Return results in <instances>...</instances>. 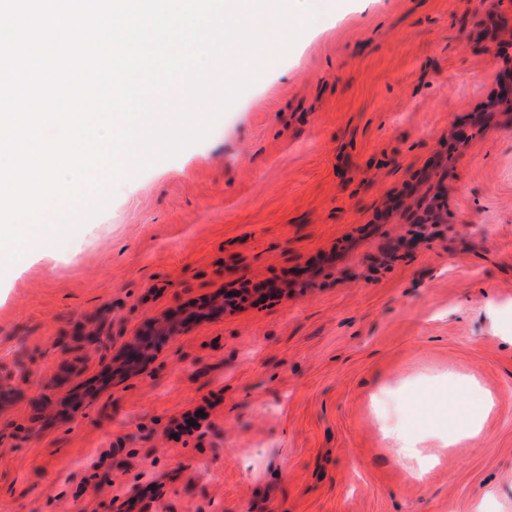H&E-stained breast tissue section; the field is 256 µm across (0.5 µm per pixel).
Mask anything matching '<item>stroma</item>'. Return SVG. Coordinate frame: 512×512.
<instances>
[{"instance_id":"1","label":"stroma","mask_w":512,"mask_h":512,"mask_svg":"<svg viewBox=\"0 0 512 512\" xmlns=\"http://www.w3.org/2000/svg\"><path fill=\"white\" fill-rule=\"evenodd\" d=\"M313 3L206 140L0 268V362L27 368L0 512H512V0ZM242 284L268 294L193 315ZM96 317L111 341L62 355ZM461 376L495 399L480 438L394 454L440 447L408 399Z\"/></svg>"}]
</instances>
